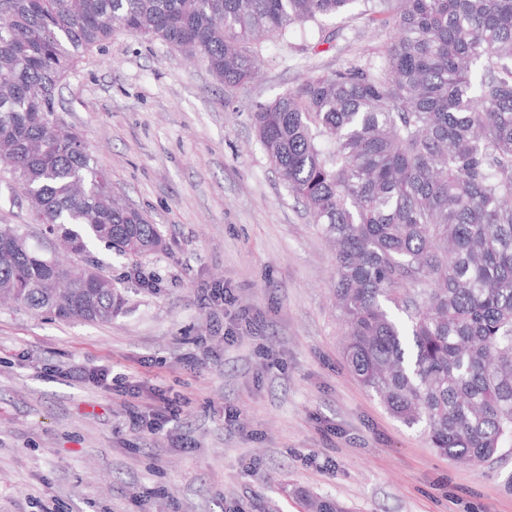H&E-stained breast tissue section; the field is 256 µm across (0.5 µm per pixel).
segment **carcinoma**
<instances>
[{
	"instance_id": "carcinoma-1",
	"label": "carcinoma",
	"mask_w": 512,
	"mask_h": 512,
	"mask_svg": "<svg viewBox=\"0 0 512 512\" xmlns=\"http://www.w3.org/2000/svg\"><path fill=\"white\" fill-rule=\"evenodd\" d=\"M0 0V168L41 240L0 224V283L59 319L123 303L92 248L131 263L165 248L54 118L74 63L115 26L199 55L227 87L254 78L250 44L354 4L392 30L380 70L310 77L251 113L288 192L336 248L343 358L439 454L512 447V0ZM89 268L63 264L47 239ZM310 512H347L309 497Z\"/></svg>"
}]
</instances>
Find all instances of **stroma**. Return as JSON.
<instances>
[{
    "label": "stroma",
    "instance_id": "35a3bbf8",
    "mask_svg": "<svg viewBox=\"0 0 512 512\" xmlns=\"http://www.w3.org/2000/svg\"><path fill=\"white\" fill-rule=\"evenodd\" d=\"M389 41L356 9L296 25L233 88L122 29L78 60L55 116L167 249L134 268L95 248L125 298L112 321L0 305V512H308L306 491L351 512H512V447L451 462L347 370L333 250L251 121L308 76L382 68ZM219 286L230 303L201 301ZM83 367L111 390L70 377ZM133 384L180 395V415L133 429Z\"/></svg>",
    "mask_w": 512,
    "mask_h": 512
}]
</instances>
